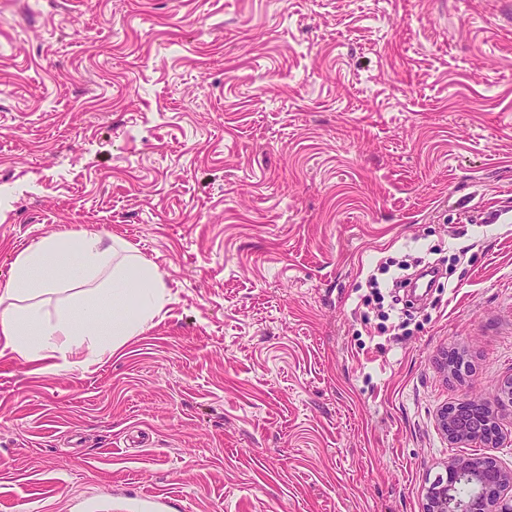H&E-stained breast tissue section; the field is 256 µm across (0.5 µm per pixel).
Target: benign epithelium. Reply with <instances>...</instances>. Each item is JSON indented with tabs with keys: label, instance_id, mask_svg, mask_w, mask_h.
<instances>
[{
	"label": "benign epithelium",
	"instance_id": "7a95c632",
	"mask_svg": "<svg viewBox=\"0 0 512 512\" xmlns=\"http://www.w3.org/2000/svg\"><path fill=\"white\" fill-rule=\"evenodd\" d=\"M503 405L512 407V375L492 401L465 398L443 409L439 425L453 444L486 446L499 437ZM422 512H512V469L489 456L450 458L426 489Z\"/></svg>",
	"mask_w": 512,
	"mask_h": 512
}]
</instances>
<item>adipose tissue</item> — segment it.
I'll use <instances>...</instances> for the list:
<instances>
[{
	"instance_id": "obj_1",
	"label": "adipose tissue",
	"mask_w": 512,
	"mask_h": 512,
	"mask_svg": "<svg viewBox=\"0 0 512 512\" xmlns=\"http://www.w3.org/2000/svg\"><path fill=\"white\" fill-rule=\"evenodd\" d=\"M44 295L59 296L54 311ZM165 302L161 276L125 239L45 236L16 257L0 289V356L38 372L58 354L65 368L85 369L141 335Z\"/></svg>"
}]
</instances>
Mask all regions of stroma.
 <instances>
[{"label":"stroma","mask_w":512,"mask_h":512,"mask_svg":"<svg viewBox=\"0 0 512 512\" xmlns=\"http://www.w3.org/2000/svg\"><path fill=\"white\" fill-rule=\"evenodd\" d=\"M507 205L512 0H0V285L87 232L170 292L87 370L0 357V512H422L512 373ZM503 405L512 407V375L503 380L493 401L465 398L457 405L443 409L438 418L439 425L450 443L487 446L499 437L497 408ZM460 406L470 409L460 413Z\"/></svg>","instance_id":"35a3bbf8"}]
</instances>
